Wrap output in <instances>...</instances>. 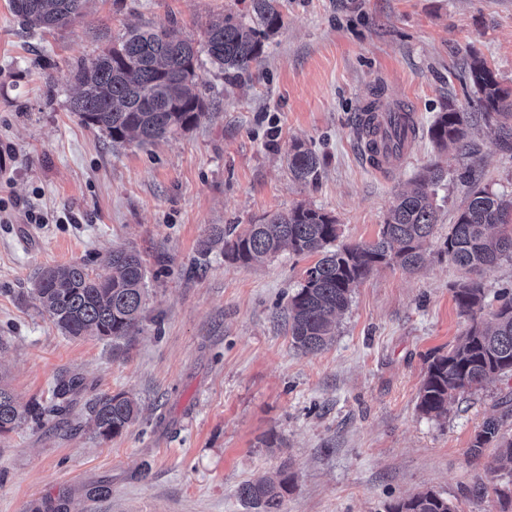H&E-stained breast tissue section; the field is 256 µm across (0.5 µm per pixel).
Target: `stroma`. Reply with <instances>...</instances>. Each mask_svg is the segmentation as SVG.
I'll list each match as a JSON object with an SVG mask.
<instances>
[{
	"label": "stroma",
	"mask_w": 512,
	"mask_h": 512,
	"mask_svg": "<svg viewBox=\"0 0 512 512\" xmlns=\"http://www.w3.org/2000/svg\"><path fill=\"white\" fill-rule=\"evenodd\" d=\"M285 23L261 65L238 79L204 64L206 119L152 144L112 146L69 110L73 65L134 27L200 38L215 16L250 0H90L55 32L19 26L0 0V376L25 403L48 402L57 378L82 381L65 411L0 436V512L67 503L69 512H251L245 481L288 470L282 512H386L431 490L460 512H500L476 495L497 450L471 457L476 431L504 417L512 377L461 394L447 418L423 416L429 354L470 321L453 286L464 270L439 253L473 168L512 194V150L484 124L471 152L438 151L428 128L447 106L469 112L477 57L512 91V0H281ZM405 105L419 128L406 160L379 174L361 148L367 102ZM303 141L322 158L315 182L295 180L288 153ZM451 176L423 267L374 270L355 288L333 341L311 354L288 333L289 298L314 257L284 250L261 265L201 258L212 227L246 226L298 205L322 209L338 244L376 239L396 195L426 167ZM32 210L39 224L22 223ZM146 260L139 330L102 341L63 335L33 288L48 267L106 274L113 248ZM126 392L138 420L98 437L88 407Z\"/></svg>",
	"instance_id": "35a3bbf8"
}]
</instances>
